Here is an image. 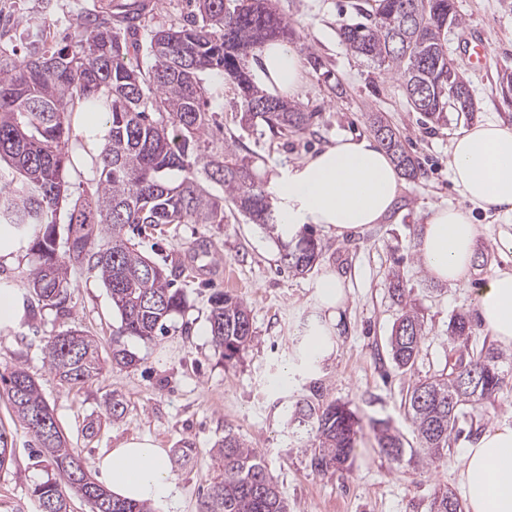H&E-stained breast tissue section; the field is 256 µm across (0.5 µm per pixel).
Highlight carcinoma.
<instances>
[{"mask_svg":"<svg viewBox=\"0 0 512 512\" xmlns=\"http://www.w3.org/2000/svg\"><path fill=\"white\" fill-rule=\"evenodd\" d=\"M142 14L132 5L123 12L121 30L110 19L89 13L65 36L66 45L48 43L44 29L26 34L20 59L0 55V164L11 178L0 186V225L11 224L39 264L29 281V308L61 307L71 268L97 271L121 318L112 336V360L131 366L135 357L121 337L151 339L166 320L185 307L175 278L184 268H168L147 259L126 229L163 230L169 224H222L230 204L254 224L272 230L278 216L270 194L256 183L246 158L209 137L210 117L200 75L211 72L231 80L244 107L241 125L266 126L275 135H300L317 117L261 89L243 59L269 42L295 37L290 23L269 0H195L189 19L153 29L138 38ZM460 19L454 0H375L366 21L340 29L351 52L378 70L401 80L413 109L430 123L450 112H471L457 93L469 86L458 68L448 65V23ZM76 112L102 119L103 145L92 157L98 180L69 208L64 243L57 237V215L68 199L65 174L72 160ZM370 128L401 173L422 171L400 134L374 114ZM34 235H29V231ZM321 253L312 234L295 235L281 260L292 271L312 269ZM402 312L390 338L396 366L410 369L424 339L423 321L406 306L405 288L393 283ZM212 342L231 360L252 336L250 310L238 297L217 291L208 317ZM450 338L466 342L473 334L464 313L449 322ZM502 353L484 344L448 359L440 373L416 382L408 395V415L419 451L431 463L447 458L451 440L460 436L466 408L495 396L504 386ZM50 371L72 388L101 371L97 341L77 330L46 342ZM475 373L477 393H459L457 370ZM0 383L16 417L49 457L52 471L35 483L39 512H70L69 494L93 505V512H152L146 503L116 499L84 467L61 431L46 436L36 417L54 418L38 384L21 366L0 374ZM289 424L306 438L311 470L326 473L353 454L359 419L346 404L329 401L321 387L298 401ZM378 445L400 459L403 443L387 421L373 423ZM218 475L200 512H288L277 482L256 451L227 432L214 453ZM431 512H460L458 499L436 497Z\"/></svg>","mask_w":512,"mask_h":512,"instance_id":"obj_1","label":"carcinoma"}]
</instances>
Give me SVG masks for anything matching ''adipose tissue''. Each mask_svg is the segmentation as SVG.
<instances>
[{
    "instance_id": "obj_1",
    "label": "adipose tissue",
    "mask_w": 512,
    "mask_h": 512,
    "mask_svg": "<svg viewBox=\"0 0 512 512\" xmlns=\"http://www.w3.org/2000/svg\"><path fill=\"white\" fill-rule=\"evenodd\" d=\"M271 93L295 97L303 83L298 52L282 42L264 48L254 66ZM448 173L464 206L434 207L418 238L427 273L441 283H463L481 241L474 211H494L512 221V124L487 118L457 135L448 151ZM401 188L399 173L374 137L339 138L324 150L288 166L271 180L280 220L289 231L320 224L344 235L379 223ZM324 318L304 354L318 363L334 351L331 335L347 295L341 279L325 274L316 283ZM473 306L483 329L512 349V269H494L477 290ZM100 478L119 499L155 502L172 492L167 452L148 438H133L101 456ZM465 512H512V424L488 427L464 453L460 476Z\"/></svg>"
}]
</instances>
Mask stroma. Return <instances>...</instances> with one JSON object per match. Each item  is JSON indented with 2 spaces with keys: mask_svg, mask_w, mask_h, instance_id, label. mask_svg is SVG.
Masks as SVG:
<instances>
[{
  "mask_svg": "<svg viewBox=\"0 0 512 512\" xmlns=\"http://www.w3.org/2000/svg\"><path fill=\"white\" fill-rule=\"evenodd\" d=\"M463 22L478 27L490 59L471 67L459 46L457 27L448 29V53L469 81L477 110L430 127L409 105L398 77L380 73L352 53L339 37L346 24L363 21L374 0H272V6L296 32L291 47L300 55L304 84L295 104L316 113L315 125L299 136L274 135L263 127L242 128V105L233 83L203 75L207 109L236 140L237 154L246 157L256 179L269 183L277 170L315 153L339 137L370 134L368 116L383 115L402 136L406 148L422 163L423 176L403 180L392 211L380 223L337 236L321 225L313 230L322 245L314 268L289 272L278 248L260 225L225 207L220 224H172L167 232L138 240L140 250L159 263L185 266L177 280L186 307L167 322L163 335L150 340L123 339L135 358L124 367L112 361L111 336L120 325L112 299L98 275L72 268L62 308L36 309L9 332H0V373L24 367L37 382L68 442L87 467L98 457L134 436L153 439L173 450L193 442V468L173 472L174 489L154 503L153 512H198V503L216 471L213 449L232 431L254 447L278 483L288 512H430L434 497L461 494L458 478L466 448L496 423L512 424V366L495 398L467 409L461 436L448 457L428 463L416 454V432L405 401L412 385L437 374L448 362L453 344L448 322L457 312H471L473 295L496 267L512 269V250L501 238L512 235V223L493 212H480L482 228L478 258L467 283L434 281L417 251L420 228L437 205H462L448 177V146L474 121L496 117L512 124V98L503 95L500 77L512 71V0H455ZM105 0H0V20L13 26L8 52L22 56L27 43L21 32L29 18H40L47 30L64 31L80 17L108 11ZM321 68H314L311 56ZM212 247L215 267L192 269L195 249ZM233 269L237 296L250 311L252 339L237 357L225 360L209 335V298L224 287L225 269ZM398 273L407 301L424 323L425 338L411 369L398 368L389 341L401 310L389 291L391 273ZM326 273L339 275L348 301L337 323V350L316 366H307L306 335L319 311L316 281ZM79 329L99 339L101 373L80 387L61 385L45 359L48 337ZM321 383L328 398L347 404L358 414L362 431L358 447L343 466L319 475L287 422L310 385ZM126 406L123 419L107 411L111 397ZM390 421L406 451L394 461L378 446L372 422ZM94 433H86L87 424ZM13 444V459L0 469V512H38L30 493L46 475L36 458L32 438L13 414L0 391V430Z\"/></svg>",
  "mask_w": 512,
  "mask_h": 512,
  "instance_id": "1",
  "label": "stroma"
}]
</instances>
